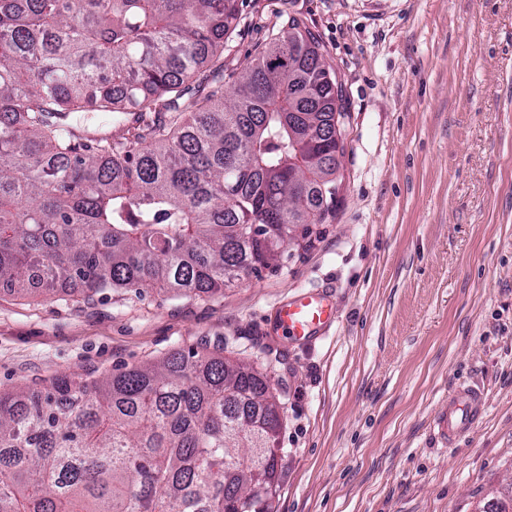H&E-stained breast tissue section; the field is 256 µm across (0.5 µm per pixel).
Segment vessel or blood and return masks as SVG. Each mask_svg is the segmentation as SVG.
I'll return each instance as SVG.
<instances>
[{
	"label": "vessel or blood",
	"mask_w": 512,
	"mask_h": 512,
	"mask_svg": "<svg viewBox=\"0 0 512 512\" xmlns=\"http://www.w3.org/2000/svg\"><path fill=\"white\" fill-rule=\"evenodd\" d=\"M336 319L324 295L305 292L280 303L276 321L283 334L297 342L323 335ZM482 392L472 385H456L441 402L432 420V429L441 444L452 446L474 433L485 411Z\"/></svg>",
	"instance_id": "1"
}]
</instances>
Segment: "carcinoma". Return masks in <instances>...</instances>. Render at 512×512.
<instances>
[{"label":"carcinoma","mask_w":512,"mask_h":512,"mask_svg":"<svg viewBox=\"0 0 512 512\" xmlns=\"http://www.w3.org/2000/svg\"><path fill=\"white\" fill-rule=\"evenodd\" d=\"M238 18L239 0H0V287L209 296L269 267L300 196L328 223L336 184L289 186L288 50L331 160L343 84L289 15L225 89ZM281 427L264 375L220 353L59 373L0 392V512H269Z\"/></svg>","instance_id":"carcinoma-1"}]
</instances>
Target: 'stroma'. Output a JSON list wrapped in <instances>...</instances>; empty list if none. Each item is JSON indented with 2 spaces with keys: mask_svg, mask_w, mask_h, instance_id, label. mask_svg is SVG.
<instances>
[{
  "mask_svg": "<svg viewBox=\"0 0 512 512\" xmlns=\"http://www.w3.org/2000/svg\"><path fill=\"white\" fill-rule=\"evenodd\" d=\"M289 12L346 92L334 217L215 296L0 288V389L218 352L280 403L273 512H474L512 488V0H241L225 73ZM315 289L329 333L283 336L277 305ZM467 380L484 418L442 447L432 415Z\"/></svg>",
  "mask_w": 512,
  "mask_h": 512,
  "instance_id": "stroma-1",
  "label": "stroma"
}]
</instances>
